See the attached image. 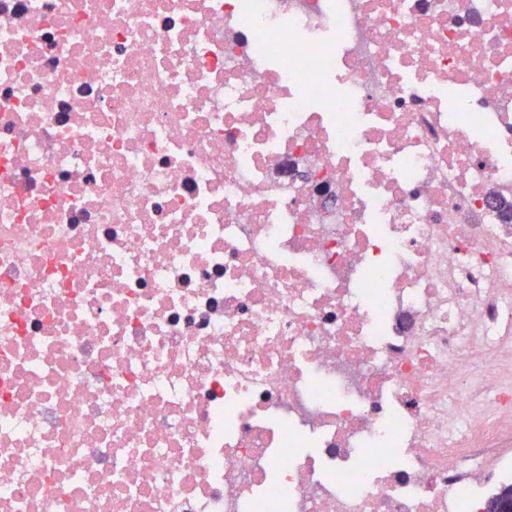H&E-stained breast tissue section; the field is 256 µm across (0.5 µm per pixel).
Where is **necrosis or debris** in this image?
<instances>
[{"label": "necrosis or debris", "instance_id": "obj_1", "mask_svg": "<svg viewBox=\"0 0 512 512\" xmlns=\"http://www.w3.org/2000/svg\"><path fill=\"white\" fill-rule=\"evenodd\" d=\"M510 485L512 0H0V512Z\"/></svg>", "mask_w": 512, "mask_h": 512}]
</instances>
